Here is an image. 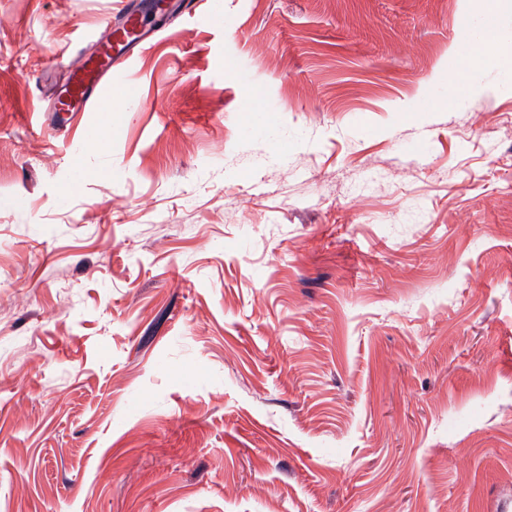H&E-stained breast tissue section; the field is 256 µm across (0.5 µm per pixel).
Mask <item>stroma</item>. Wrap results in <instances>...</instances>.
<instances>
[{
  "instance_id": "stroma-1",
  "label": "stroma",
  "mask_w": 512,
  "mask_h": 512,
  "mask_svg": "<svg viewBox=\"0 0 512 512\" xmlns=\"http://www.w3.org/2000/svg\"><path fill=\"white\" fill-rule=\"evenodd\" d=\"M122 2L0 0V512H512L487 0H222L54 133Z\"/></svg>"
}]
</instances>
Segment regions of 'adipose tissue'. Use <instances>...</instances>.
Returning a JSON list of instances; mask_svg holds the SVG:
<instances>
[{
	"instance_id": "1",
	"label": "adipose tissue",
	"mask_w": 512,
	"mask_h": 512,
	"mask_svg": "<svg viewBox=\"0 0 512 512\" xmlns=\"http://www.w3.org/2000/svg\"><path fill=\"white\" fill-rule=\"evenodd\" d=\"M504 3L505 0H489L484 16L471 26V43L462 60L463 68L512 59V25L504 18Z\"/></svg>"
}]
</instances>
